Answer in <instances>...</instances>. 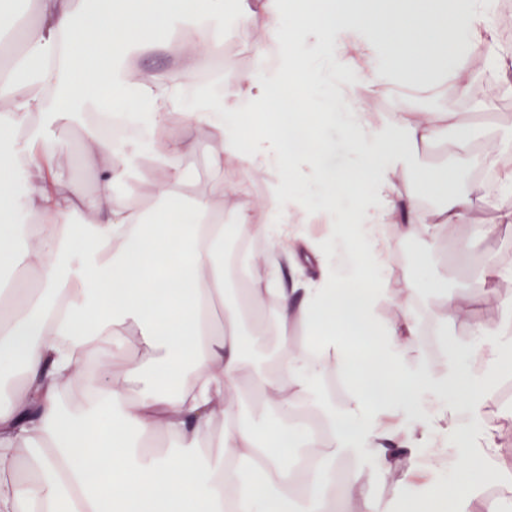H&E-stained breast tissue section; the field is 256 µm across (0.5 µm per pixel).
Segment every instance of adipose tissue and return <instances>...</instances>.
<instances>
[{
	"instance_id": "obj_1",
	"label": "adipose tissue",
	"mask_w": 512,
	"mask_h": 512,
	"mask_svg": "<svg viewBox=\"0 0 512 512\" xmlns=\"http://www.w3.org/2000/svg\"><path fill=\"white\" fill-rule=\"evenodd\" d=\"M34 6L36 24L21 25L15 0H0V28L23 46L15 68L0 73V272L36 277L27 288L0 286V381L10 385V405L0 408V512H225L229 504L234 512H379L360 476L337 483V461L374 457L386 478L402 451L427 448L436 458L447 442L464 467L448 481L406 470L396 512H462L500 446L481 407L512 373V314L473 324L471 339L454 345L440 319L441 367L408 364L401 344L417 325L410 294L390 287L391 239L458 223L491 194L455 193L457 170L440 167L420 170L416 196L396 194L416 145L435 139L449 115L397 112L380 126L357 107L353 88L415 92L452 76L456 92L471 95L472 84L455 75L458 60L482 48L498 70L508 57L490 24L494 0H466L454 13L445 0H335L304 20L290 17L288 0H263L278 65L258 62L193 112L182 108L181 84L199 55L249 32L242 22L221 24L224 0H99L89 12L81 0ZM188 22L197 29L191 48L171 39ZM157 49L179 57L176 79L131 70L133 54ZM108 108L143 118L152 131L187 130L147 143L161 170L151 217L114 202L113 186L128 172L125 141L87 129L89 191L71 174L67 145L29 124L36 114L64 119ZM328 121L338 139L318 135ZM201 137L216 163L237 162L238 193L275 175L269 223L225 227L211 196L187 195L177 160ZM291 183L322 202V239H309L311 210L288 193ZM420 195L448 206L428 211ZM23 212L35 223L23 224ZM228 234L273 244L264 278L246 291L254 312L265 297L276 300L255 330L284 340L270 369L245 353L240 309L224 297ZM304 248L319 278L285 281ZM387 303L394 319L380 313ZM296 321L308 328L307 345L286 342ZM132 327L150 357L148 368L132 370L138 395L113 381L107 358L95 398L83 412L65 410L62 393L85 380L78 351L119 346ZM333 368L349 386L341 404L318 394ZM246 371L262 405L243 423L227 392ZM303 404L325 431L294 423ZM460 413L468 423L455 422ZM154 433L172 439L176 454L144 451L137 435ZM303 447L316 461L299 474L286 461Z\"/></svg>"
}]
</instances>
